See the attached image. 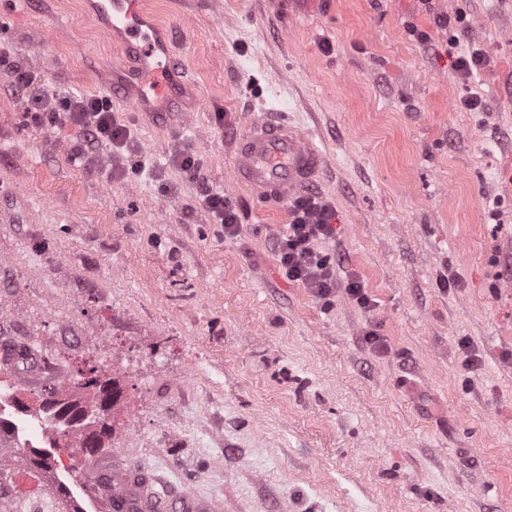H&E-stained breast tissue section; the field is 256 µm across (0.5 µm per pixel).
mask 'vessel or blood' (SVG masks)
<instances>
[{"label":"vessel or blood","instance_id":"b4317fda","mask_svg":"<svg viewBox=\"0 0 512 512\" xmlns=\"http://www.w3.org/2000/svg\"><path fill=\"white\" fill-rule=\"evenodd\" d=\"M102 29L117 42L131 66L125 99L138 112L160 124L176 121L186 111L191 90L173 59L167 29L146 11L143 0H93ZM324 158L320 150L287 121L250 127L237 141L233 175L237 184L260 197L287 201L308 189Z\"/></svg>","mask_w":512,"mask_h":512}]
</instances>
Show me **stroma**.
<instances>
[{"mask_svg": "<svg viewBox=\"0 0 512 512\" xmlns=\"http://www.w3.org/2000/svg\"><path fill=\"white\" fill-rule=\"evenodd\" d=\"M145 4L201 97L170 127L113 96L126 70L84 0H0L31 92L110 97L145 162L31 123L0 72V333L55 358L58 397L113 381V475L144 469L211 512H512V0ZM460 12L452 46L438 20ZM473 41L496 62L471 89L483 112L458 106ZM269 106L326 157L327 301L278 270L287 203L232 180ZM184 150L201 180L173 164ZM205 188L236 205L237 238ZM198 204L210 215L212 223L221 224L224 227L225 235L229 237L238 235L239 216L232 202L223 193L205 189L200 193Z\"/></svg>", "mask_w": 512, "mask_h": 512, "instance_id": "35a3bbf8", "label": "stroma"}]
</instances>
